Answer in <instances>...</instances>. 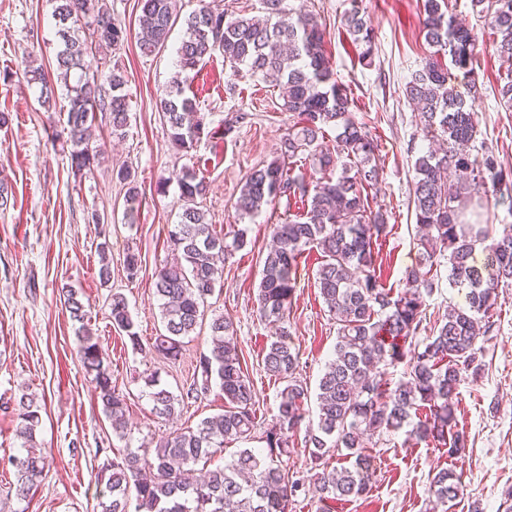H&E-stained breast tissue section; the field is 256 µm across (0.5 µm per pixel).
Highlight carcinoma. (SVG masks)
I'll use <instances>...</instances> for the list:
<instances>
[{
    "label": "carcinoma",
    "instance_id": "cac0c4a2",
    "mask_svg": "<svg viewBox=\"0 0 512 512\" xmlns=\"http://www.w3.org/2000/svg\"><path fill=\"white\" fill-rule=\"evenodd\" d=\"M476 14L493 31L492 47L512 59V0H472ZM263 16L230 17L199 0V7L183 17L178 0H141L138 22L139 49L144 56L163 50L177 23L184 37L176 48L177 71L156 101L173 144L189 153L209 136L206 113L185 96L184 83L205 58L219 52L230 76L246 68L263 81L284 89L282 110L297 117L288 124L277 157L253 168L236 198L240 218L254 219L284 197L309 202L305 214L269 225L272 245L267 251L256 298L260 319L277 326L279 333L264 354L266 372L285 382L274 424L264 431V448H243L230 460L204 474L196 473L201 460L224 451L232 442L254 438L258 423L255 392L244 373L233 323L218 315L209 328L212 345L199 357L192 383L175 395L155 375L146 384L154 412L169 417L175 405L198 400L218 385L224 411L203 419L196 427L170 431L156 442L154 454L125 452L102 466L99 491L102 512H291L298 482L289 476L283 458L289 443L305 430L306 478L326 501L366 495L374 469L364 440L408 428L420 441L466 448L464 433L455 430V398L464 373L478 374L485 367L479 342L492 328L498 289L512 286V225L469 224L467 205L493 192L495 201L512 209L508 183L495 151L473 150L477 115L464 96L448 82V66L473 73L481 51L471 29L448 16L447 0H423V32L432 48L421 69L406 83L424 137L440 139L446 147L420 154L414 162L412 183L418 239V264L406 271L403 287L395 291L379 284L375 246L387 233L386 213L371 207L366 188L383 181L375 164L377 139L351 117L350 91L334 78L325 49L326 32L311 11L288 9L285 0H262ZM55 17L62 49L56 55V78L41 67H25V81L39 87L38 101L52 107L56 94L67 101L63 132L71 145L74 177L91 171L97 154L89 146L88 131L94 112L110 116L112 135L123 137L129 122L124 73L105 75L85 65L94 43L117 48L127 30L112 17L106 0H56ZM91 30L90 40L76 36L81 25ZM344 26L359 58L372 65L374 32L357 10ZM450 58V64L442 62ZM112 95L101 97V81ZM336 131L326 141V129ZM304 158L319 174L315 180L293 176L289 161ZM128 185L126 203L139 197L134 176L117 172ZM179 186V222L168 232L167 243L176 261L155 274L154 287L165 333L150 349L167 360L183 355L184 338L202 326L205 304L223 269L221 256L247 244L240 229L232 242L206 223L197 200L208 191L206 178L184 168L175 175ZM320 250L324 261L316 273V286L328 312L336 320V343L319 379L317 418L305 422L311 400L307 383L297 377L298 353L288 343L292 271L307 247ZM486 253L482 263L476 252ZM446 270L450 286L465 290L464 302H448L442 318L429 334L419 337L430 296ZM113 326L126 333L132 348L143 350L134 331L126 298L118 293L110 303ZM78 353L91 375L94 393L120 440L132 435L126 395L112 383L102 349L85 326L77 332ZM403 365L401 378L392 382L379 365ZM16 435L25 453L12 459L16 480L14 496L23 500L41 481L47 457L38 450L36 433L40 406L22 395L15 402ZM338 458L342 464L330 465ZM437 504L452 508L464 497L459 477L446 469L432 477ZM135 508H130V495Z\"/></svg>",
    "mask_w": 512,
    "mask_h": 512
}]
</instances>
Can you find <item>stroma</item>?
Listing matches in <instances>:
<instances>
[{
    "label": "stroma",
    "instance_id": "stroma-1",
    "mask_svg": "<svg viewBox=\"0 0 512 512\" xmlns=\"http://www.w3.org/2000/svg\"><path fill=\"white\" fill-rule=\"evenodd\" d=\"M112 14L128 36L120 48L92 49L91 70L120 69L126 77L130 125L124 138L113 137L107 112H96L92 143L101 156L91 173L74 178L63 152L66 102L57 99L55 116L37 102L36 89L15 79L27 63L52 65L60 47L53 0H0V512H101L98 472L122 443L94 394L80 362L76 329L85 325L97 336L112 380L127 397L134 433L131 450L154 449L169 431L196 426L221 413L224 397L212 389L182 406L174 420L157 417L145 378L157 374L171 392L180 393L194 377L196 360L208 352L209 327L185 340V356L173 364L154 352L132 349L125 332L112 324L110 296L121 293L143 343H151L163 325L154 294L153 275L171 260L168 232L178 221L180 202L172 174L196 168L210 189L201 203L207 223L217 232L247 230V245L224 261L222 287L207 300L208 315L229 318L242 351V366L255 392L256 414L270 427L277 414L281 380L263 363L274 334L256 312L257 287L270 235L271 217L296 214L297 205L279 203L273 214L239 221L233 205L247 173L276 155L288 126L278 87L241 73L225 75L224 59L213 55L188 83L209 122L210 135L193 155L171 142L156 99L174 71L171 47L143 56L139 51L138 0H109ZM290 7L317 14L326 29V50L336 79L352 92V116L377 137L378 162L384 171L372 207L388 213V233L378 248L384 287L397 289L406 269L416 265V223L412 205L413 164L426 149L418 113L405 96L412 73L430 48L421 25V0H287ZM359 10L375 34L374 61L365 66L359 50L343 32V16ZM506 67L487 50L474 76L450 69V82L464 94L479 117V138L498 150L502 167L512 173V109L496 91ZM128 166L139 190L134 222L124 217L126 189L112 176ZM106 251H99V244ZM141 258L136 279H127L128 251ZM109 262L111 279L101 283L98 270ZM319 250L305 251L292 276L296 290L288 316V340L299 353V373L316 388L336 343V324L319 295ZM75 291L84 306L83 322L73 321L67 293ZM486 343L487 368L480 376H463L458 387L456 423L468 436L466 450L450 454L433 442L409 438L400 430L367 440L375 474L369 493L359 499L326 502L309 487L293 498L292 512H427L431 478L440 468L452 470L467 497L451 512H497L512 488V288L501 289ZM42 407L37 440L50 460L40 483L23 500L8 496L15 471L10 456L21 454L16 415L3 404L21 395Z\"/></svg>",
    "mask_w": 512,
    "mask_h": 512
}]
</instances>
